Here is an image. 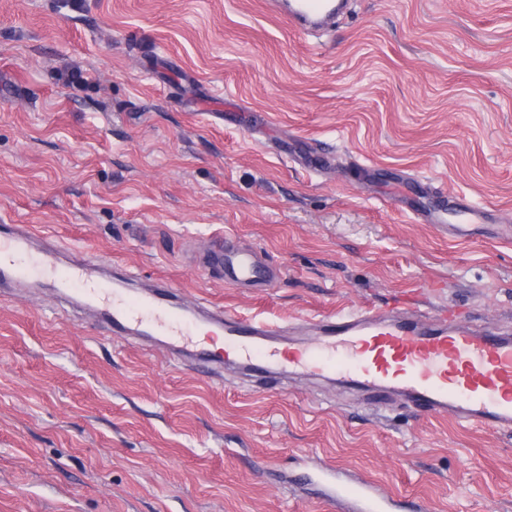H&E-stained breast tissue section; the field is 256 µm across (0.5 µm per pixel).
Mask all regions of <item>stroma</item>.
I'll return each mask as SVG.
<instances>
[{"label": "stroma", "instance_id": "1", "mask_svg": "<svg viewBox=\"0 0 512 512\" xmlns=\"http://www.w3.org/2000/svg\"><path fill=\"white\" fill-rule=\"evenodd\" d=\"M0 221L245 316L512 320V0H354L315 48L262 0H0ZM222 235L280 278L202 266ZM324 464L512 512V434L0 292V512H335L290 487Z\"/></svg>", "mask_w": 512, "mask_h": 512}]
</instances>
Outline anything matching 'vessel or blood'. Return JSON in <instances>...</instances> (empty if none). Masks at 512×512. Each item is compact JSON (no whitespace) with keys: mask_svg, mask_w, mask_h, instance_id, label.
<instances>
[{"mask_svg":"<svg viewBox=\"0 0 512 512\" xmlns=\"http://www.w3.org/2000/svg\"><path fill=\"white\" fill-rule=\"evenodd\" d=\"M303 34L320 27L344 7V0H265ZM36 235L17 224L0 237V288L30 278L22 259ZM40 265L51 272L53 290L75 286L78 304L107 334L165 337L171 356L203 361L214 369L232 362L257 375L304 373L337 384L393 394L416 409L457 422L512 433V324L490 327L462 324L448 313H414L397 307H361L347 313L306 317L282 325L245 317L221 307L193 313L177 300L175 289L159 281L140 297H121L117 281L104 279L91 264L59 265L57 251H42ZM207 263L223 270L226 282L267 285L278 277L252 251L231 241L213 246ZM223 336L224 353L195 347L200 327ZM287 337V349L276 347ZM329 496L340 512H426L423 504L384 495L364 478L328 474Z\"/></svg>","mask_w":512,"mask_h":512,"instance_id":"1","label":"vessel or blood"}]
</instances>
